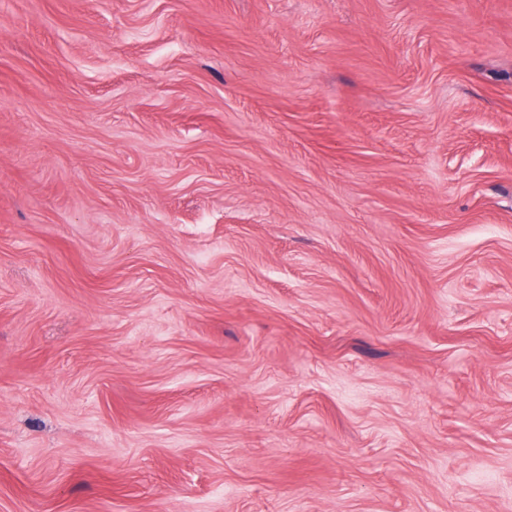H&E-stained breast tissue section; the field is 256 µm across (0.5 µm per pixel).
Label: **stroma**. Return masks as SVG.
<instances>
[{
	"mask_svg": "<svg viewBox=\"0 0 512 512\" xmlns=\"http://www.w3.org/2000/svg\"><path fill=\"white\" fill-rule=\"evenodd\" d=\"M0 512H512V0H0Z\"/></svg>",
	"mask_w": 512,
	"mask_h": 512,
	"instance_id": "1",
	"label": "stroma"
}]
</instances>
